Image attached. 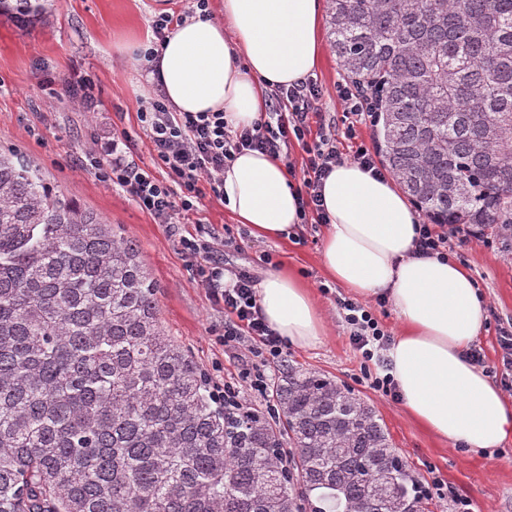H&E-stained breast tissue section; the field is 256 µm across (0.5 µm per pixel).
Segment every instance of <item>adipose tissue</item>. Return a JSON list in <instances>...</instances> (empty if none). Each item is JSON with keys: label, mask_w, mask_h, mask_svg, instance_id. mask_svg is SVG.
I'll list each match as a JSON object with an SVG mask.
<instances>
[{"label": "adipose tissue", "mask_w": 512, "mask_h": 512, "mask_svg": "<svg viewBox=\"0 0 512 512\" xmlns=\"http://www.w3.org/2000/svg\"><path fill=\"white\" fill-rule=\"evenodd\" d=\"M324 10V0H224L223 19L191 17L170 31L149 80L176 111L251 125L272 90L318 66ZM299 196L284 161L260 152L236 155L224 171V205L256 238H287L301 222ZM322 198L327 276L361 298L387 294L400 320L387 355L408 418L447 444L499 448L512 437V401L465 356L487 320L474 278L454 260L415 254L419 215L391 178L347 161L324 179ZM257 300L279 336L320 343L321 309L297 274L267 271Z\"/></svg>", "instance_id": "adipose-tissue-1"}]
</instances>
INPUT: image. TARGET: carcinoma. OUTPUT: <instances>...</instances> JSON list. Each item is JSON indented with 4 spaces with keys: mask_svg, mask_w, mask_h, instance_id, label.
<instances>
[{
    "mask_svg": "<svg viewBox=\"0 0 512 512\" xmlns=\"http://www.w3.org/2000/svg\"><path fill=\"white\" fill-rule=\"evenodd\" d=\"M48 0H0L27 25ZM387 168L434 224L512 237V0H329ZM232 414L163 332L131 238L0 151V512H420L374 406L288 366ZM292 448L284 453L285 447Z\"/></svg>",
    "mask_w": 512,
    "mask_h": 512,
    "instance_id": "1",
    "label": "carcinoma"
}]
</instances>
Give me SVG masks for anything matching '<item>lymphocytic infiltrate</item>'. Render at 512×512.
Wrapping results in <instances>:
<instances>
[{"mask_svg":"<svg viewBox=\"0 0 512 512\" xmlns=\"http://www.w3.org/2000/svg\"><path fill=\"white\" fill-rule=\"evenodd\" d=\"M322 97L317 79L306 77L295 85L278 88L268 111L260 113L251 127L234 130L223 113L178 112L159 92L137 110L138 125L151 145L150 164L134 160L131 137L125 131L113 133L106 142H94L88 158L106 181L123 188L142 211L158 223L171 224L178 218L188 219L202 198L223 200L224 170L237 152L258 150L279 158L294 142L305 154L301 163V220L323 224L327 217L320 186L332 167L350 159L375 175L384 177L388 171L357 140V126L375 122L370 95L354 83L337 84L336 101L344 116L352 120L341 135L327 124ZM178 246L198 285L224 312V345L244 347L248 355L262 358L266 364L262 370L240 369L237 382L225 383L222 388L227 407L242 411L250 395H265L270 384L268 369L280 362L284 341L260 313L254 275L240 269L233 278H226L220 242L214 234L201 231L182 236ZM386 302L382 295L371 303L340 297L336 305L362 360L364 380L383 396L393 398L397 388L385 358L392 336L372 312L373 306L382 307Z\"/></svg>","mask_w":512,"mask_h":512,"instance_id":"lymphocytic-infiltrate-1","label":"lymphocytic infiltrate"}]
</instances>
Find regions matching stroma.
Listing matches in <instances>:
<instances>
[{
	"label": "stroma",
	"instance_id": "1",
	"mask_svg": "<svg viewBox=\"0 0 512 512\" xmlns=\"http://www.w3.org/2000/svg\"><path fill=\"white\" fill-rule=\"evenodd\" d=\"M187 8V0H59L57 11L41 24L22 27L1 16L0 149L38 166L55 191L80 201L119 234L138 242L158 284L162 326L199 365L209 385L236 379L239 358L221 341L224 313L198 285L178 249L179 235L202 227L218 234L228 229L236 243L224 248L226 269L242 268L258 277L272 265L299 272L322 307L326 334L309 348L286 345L285 362L325 374L373 404L393 448L419 480L440 479L467 496L473 512H512V438L490 452L451 446L411 422L400 401L362 382L361 361L336 307L337 297L347 290L328 281L319 260L323 225H304L288 240L263 241L207 197L198 206L195 223L173 229L156 223L122 188L102 182L89 166L85 152L92 141L122 130L133 139L136 162H149V142L137 125L136 112L153 88L145 64L129 61L125 48L152 39V21L159 13L177 15ZM46 73L57 78L54 91L39 84ZM88 73L95 76L90 106L68 88ZM313 75L322 85L327 121L344 132L336 84L345 75L331 49L323 50ZM480 235L481 243L457 247L456 260L470 270L487 301L488 320L476 344L492 375L498 366V330L512 323V246L502 244L492 228H482ZM266 253L271 263H264Z\"/></svg>",
	"mask_w": 512,
	"mask_h": 512
}]
</instances>
